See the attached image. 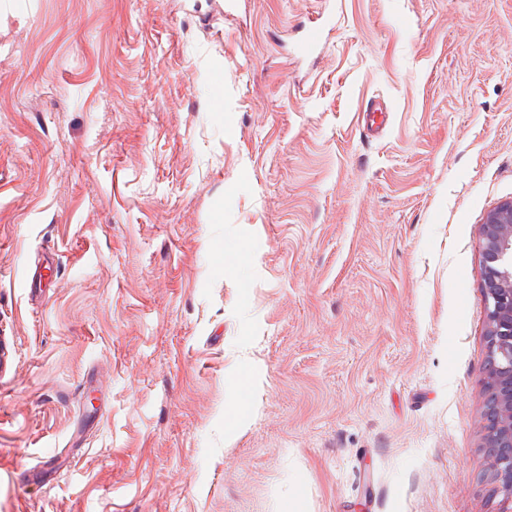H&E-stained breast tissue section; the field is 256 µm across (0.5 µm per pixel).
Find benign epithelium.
I'll return each instance as SVG.
<instances>
[{
	"instance_id": "1",
	"label": "benign epithelium",
	"mask_w": 512,
	"mask_h": 512,
	"mask_svg": "<svg viewBox=\"0 0 512 512\" xmlns=\"http://www.w3.org/2000/svg\"><path fill=\"white\" fill-rule=\"evenodd\" d=\"M480 288L492 367L486 371L481 432L497 512H512V201L498 204L480 226Z\"/></svg>"
}]
</instances>
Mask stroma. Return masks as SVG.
<instances>
[{
  "label": "stroma",
  "mask_w": 512,
  "mask_h": 512,
  "mask_svg": "<svg viewBox=\"0 0 512 512\" xmlns=\"http://www.w3.org/2000/svg\"><path fill=\"white\" fill-rule=\"evenodd\" d=\"M507 200L512 0H0V512H496ZM483 268L480 288L492 367L486 371L482 448L498 499L497 512H512V201L498 204L480 226ZM492 448H494L492 450Z\"/></svg>",
  "instance_id": "35a3bbf8"
}]
</instances>
